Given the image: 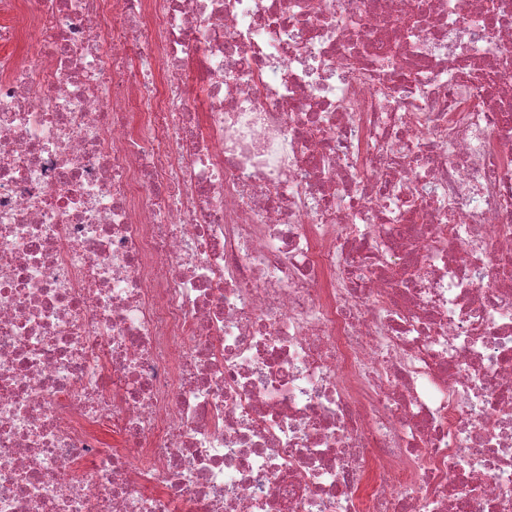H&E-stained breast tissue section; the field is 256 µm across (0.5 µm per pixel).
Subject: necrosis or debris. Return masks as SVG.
I'll return each instance as SVG.
<instances>
[{"label":"necrosis or debris","mask_w":512,"mask_h":512,"mask_svg":"<svg viewBox=\"0 0 512 512\" xmlns=\"http://www.w3.org/2000/svg\"><path fill=\"white\" fill-rule=\"evenodd\" d=\"M0 512H512V0H0Z\"/></svg>","instance_id":"necrosis-or-debris-1"}]
</instances>
